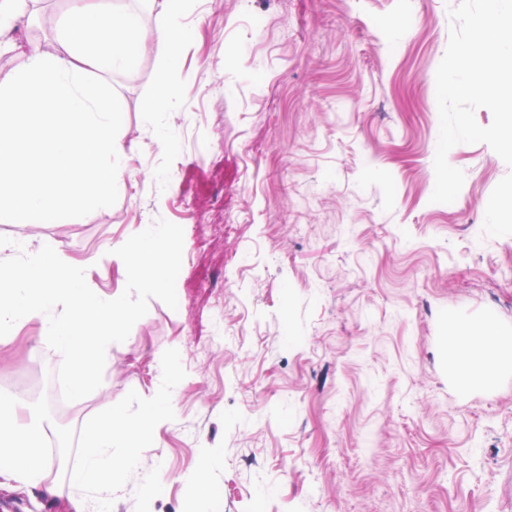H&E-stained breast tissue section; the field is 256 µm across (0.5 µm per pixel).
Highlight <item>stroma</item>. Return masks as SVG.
<instances>
[{"label": "stroma", "mask_w": 512, "mask_h": 512, "mask_svg": "<svg viewBox=\"0 0 512 512\" xmlns=\"http://www.w3.org/2000/svg\"><path fill=\"white\" fill-rule=\"evenodd\" d=\"M458 2L197 0L178 109L147 94L153 53L112 76L116 127L135 144L124 190L78 223H0V235L91 260L131 225L166 219L184 232L178 305L150 300L102 385L65 405L38 325L0 349V393L26 382L24 412L52 425L42 448L59 488L2 485L0 512H73L86 430L171 377L157 445L108 512H512V359L464 390L447 339L452 324L512 336V216L499 206L512 168L487 144H458L447 159L463 187L430 200L435 75ZM39 8L46 25L19 22L0 50V81L70 2ZM205 456L216 465L200 490L185 476Z\"/></svg>", "instance_id": "stroma-1"}]
</instances>
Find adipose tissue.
<instances>
[{
    "mask_svg": "<svg viewBox=\"0 0 512 512\" xmlns=\"http://www.w3.org/2000/svg\"><path fill=\"white\" fill-rule=\"evenodd\" d=\"M193 2L147 0L144 15L123 0H72L53 43L32 48L24 67L0 83L1 224L75 223L123 188L130 152L115 129L117 91L105 77L132 70L149 48L168 71L182 51ZM92 68L100 80L89 79ZM453 335L460 385L493 380L503 346L497 331L457 328ZM168 406L163 397L132 414L112 408L86 433L71 485L110 498ZM46 426L39 415H21L16 400L0 397V477L51 496L41 450Z\"/></svg>",
    "mask_w": 512,
    "mask_h": 512,
    "instance_id": "adipose-tissue-1",
    "label": "adipose tissue"
}]
</instances>
